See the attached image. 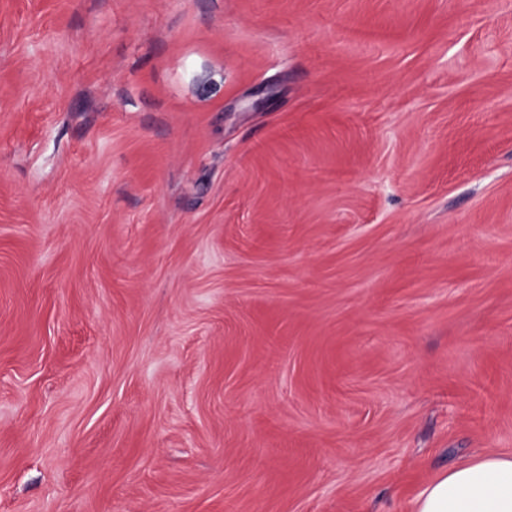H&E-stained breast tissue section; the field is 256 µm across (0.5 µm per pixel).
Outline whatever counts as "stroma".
Returning <instances> with one entry per match:
<instances>
[{
  "mask_svg": "<svg viewBox=\"0 0 512 512\" xmlns=\"http://www.w3.org/2000/svg\"><path fill=\"white\" fill-rule=\"evenodd\" d=\"M512 455V0H0V512H415Z\"/></svg>",
  "mask_w": 512,
  "mask_h": 512,
  "instance_id": "1",
  "label": "stroma"
}]
</instances>
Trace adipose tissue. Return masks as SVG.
I'll list each match as a JSON object with an SVG mask.
<instances>
[{
    "mask_svg": "<svg viewBox=\"0 0 512 512\" xmlns=\"http://www.w3.org/2000/svg\"><path fill=\"white\" fill-rule=\"evenodd\" d=\"M415 512H512V456L487 454L440 475Z\"/></svg>",
    "mask_w": 512,
    "mask_h": 512,
    "instance_id": "obj_1",
    "label": "adipose tissue"
}]
</instances>
